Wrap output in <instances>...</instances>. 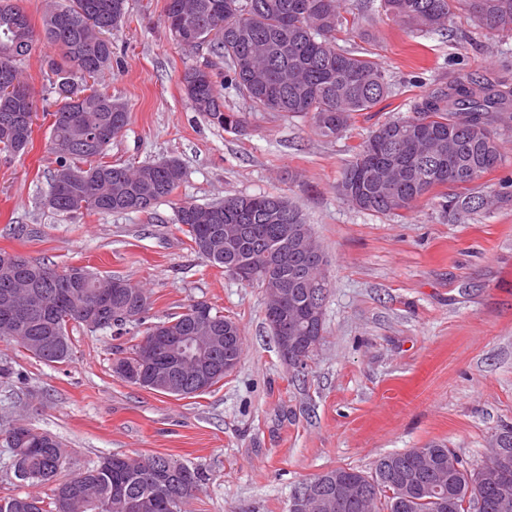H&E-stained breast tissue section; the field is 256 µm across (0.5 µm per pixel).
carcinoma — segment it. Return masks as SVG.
Segmentation results:
<instances>
[{
    "label": "carcinoma",
    "mask_w": 512,
    "mask_h": 512,
    "mask_svg": "<svg viewBox=\"0 0 512 512\" xmlns=\"http://www.w3.org/2000/svg\"><path fill=\"white\" fill-rule=\"evenodd\" d=\"M22 0H0V68L9 70L12 81L23 90L13 100L18 115L33 117L34 100L21 79L20 70L31 54L38 35L21 5ZM381 9L394 21L420 37L445 29L457 13L468 15L494 34H512V0H381ZM346 0H166L163 23L180 45L193 41V47H207L224 61V70L208 65L209 78L197 85L188 82V68L182 76L187 99L197 112L226 131L240 133L245 119L239 112H224L220 87L238 90L258 112H285L310 117L319 134L336 139L347 130L355 112L369 111L391 93L386 72L372 58L336 47V31L347 25L343 15ZM128 13V0H64L46 10L42 17L45 38L58 46L60 60L48 62L55 80L52 92L60 104L51 113L49 139L56 155V170L46 195V204L63 213H125L145 201L169 197L178 188L184 172L176 159L141 165L109 164L103 161L112 140L128 122L126 106L84 81L107 70L112 61V41L107 35L118 28ZM91 94L85 98V91ZM80 106L82 114L104 129L92 142L76 143L77 131L68 121V110ZM411 115L388 120L354 147L353 159L345 167L337 189L344 201L360 211L393 214L409 210L439 186L457 188L443 193L435 206L453 224H464L483 209L512 201V180L507 191L486 195L476 186L484 174L506 162L501 142L512 134V87L460 73L446 84L421 94L410 105ZM33 125L15 139L0 133V154H24L32 143ZM71 182L62 192L55 183L63 172ZM269 194L228 195L211 205L217 217L199 218L202 206L182 203L175 221L198 249L200 241L214 240L215 249L206 260L214 267L231 264L249 267L252 282L268 292L288 290L287 301L305 300L306 281L326 279L324 270L301 257H288V265L267 262L263 256L284 241L282 226L306 223L299 207L280 197L284 210L275 215L269 209ZM242 224L246 233L235 253L224 257V228ZM28 275H50L42 289L46 308L32 322L15 333L10 341L28 348L30 342L48 333L59 336L57 346L39 356L48 363H64L71 358L72 343L68 325L88 327L80 311L65 300L66 294L78 299L97 291L102 282L121 286L120 302L141 303L140 317L125 320L112 317L106 328L116 339L142 329L148 336L156 327L147 323L150 295L119 277L101 278L84 267L58 271L44 263L28 261ZM219 328L237 337L233 359L240 360L243 336L238 323L205 304ZM140 343L117 347L113 372L126 379L123 371L137 368ZM25 473L14 479L24 486L49 487L41 496L29 492L0 496V512H125L120 501L140 504L137 512H181L173 498L158 494L157 483L165 479L175 491L187 477L195 486L206 480V470L189 466L166 456L124 457L116 464L107 455L91 467L61 480L66 465L61 442L44 432L24 445ZM430 462L417 461L411 451L383 455L371 472L337 468L352 478L376 488L372 512H438L429 496L418 486L406 483L408 492L390 483L381 472L400 468L423 481L431 471L443 468L450 512H500L497 492L479 489L473 470L442 445L430 446ZM87 483L98 501L94 508H77L70 503L72 483Z\"/></svg>",
    "instance_id": "cac0c4a2"
}]
</instances>
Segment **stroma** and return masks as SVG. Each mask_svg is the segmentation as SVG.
I'll list each match as a JSON object with an SVG mask.
<instances>
[{
    "label": "stroma",
    "mask_w": 512,
    "mask_h": 512,
    "mask_svg": "<svg viewBox=\"0 0 512 512\" xmlns=\"http://www.w3.org/2000/svg\"><path fill=\"white\" fill-rule=\"evenodd\" d=\"M165 3L128 0L112 33L102 81L129 121L107 160H179V187L145 212L65 214L46 205L57 105L44 59L60 51L39 39L23 65L38 111L33 143L23 155H0V250L146 288L153 322L206 301L239 324L241 360L209 393L178 399L117 377L108 330L70 328L73 354L62 364L0 341V364L10 368L0 378V428L21 420L58 436L69 474L110 454L203 465L208 479L183 512H288L294 488L315 475L367 472L382 455L432 444L479 466L491 435L512 425V204L451 224L427 199L387 215L358 210L337 185L354 147L433 84L467 72L512 86V39L462 14L446 31L416 38L374 0H347L354 28L336 43L372 57L389 76L390 97L328 139L309 118L250 111L227 87L225 109L247 118L235 134L187 100L182 76L205 53L171 40ZM229 194L290 198L325 254V331L304 375L281 358L263 288L210 266L175 222L180 203Z\"/></svg>",
    "instance_id": "1"
}]
</instances>
